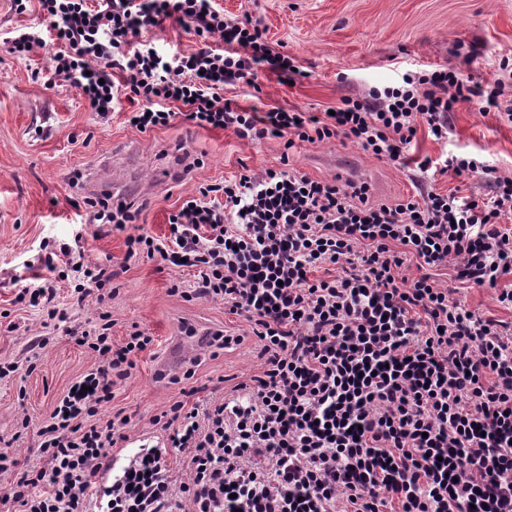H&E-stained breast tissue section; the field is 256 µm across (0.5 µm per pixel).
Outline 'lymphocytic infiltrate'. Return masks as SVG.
<instances>
[{
    "label": "lymphocytic infiltrate",
    "instance_id": "f902f5d3",
    "mask_svg": "<svg viewBox=\"0 0 512 512\" xmlns=\"http://www.w3.org/2000/svg\"><path fill=\"white\" fill-rule=\"evenodd\" d=\"M43 26L14 30L10 53L53 46L49 79L77 88L101 119L121 103L142 133L182 120L242 139H279L285 149L338 137L407 164L418 124L435 141L448 117L477 99L512 125V64L484 87L455 71L405 75L397 87L344 98L333 112H261L224 96L280 81L297 59L270 44L259 20L232 17L217 0H11ZM172 21L195 51H158L142 32ZM445 169L478 174L480 196L430 190L392 206L370 204L366 187L290 170L245 168L200 185L168 217V233H128L136 215L109 198L84 202L85 221L125 233L127 258H161L195 270L186 299L223 301L249 322L263 371L206 409L174 402L163 412L167 446L189 456L173 482L165 448L142 445L111 484L96 481L126 439L128 417L105 418L112 389L154 338L132 329L113 342L112 269L61 246L49 278L19 288L14 302L39 308L96 360L39 431L43 466L0 492V512H512V327L481 316L439 283L451 266L471 288L497 289L512 307V178L453 155ZM415 260L418 277L404 270ZM326 277H317V270ZM95 297L102 310L69 322L57 284Z\"/></svg>",
    "mask_w": 512,
    "mask_h": 512
}]
</instances>
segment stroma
<instances>
[{"label":"stroma","mask_w":512,"mask_h":512,"mask_svg":"<svg viewBox=\"0 0 512 512\" xmlns=\"http://www.w3.org/2000/svg\"><path fill=\"white\" fill-rule=\"evenodd\" d=\"M225 13L261 19L269 41L284 45L308 73L295 84L259 75L260 92L229 88L225 98L244 107L299 106L321 112L347 96L400 81L406 72L445 66L464 81L482 82L502 58L512 59V0H218ZM53 46L27 58L0 47V360L24 361L36 337L44 335L35 309L13 306L22 279L46 274L45 261L77 228L87 261L116 270L115 295L108 303L112 339L122 342L131 326L154 336L130 376L113 389L102 416L123 412L128 436L112 451L111 473L120 475L128 459L145 443L162 441L153 420L177 400L207 407L235 385L260 374L258 340L243 317L225 312L220 301L184 300L172 285L192 288L194 276L161 259H126L125 236L97 225H81L75 206L87 198L129 194L136 222L160 237L168 215L202 183L238 174L241 167L262 171L278 167L285 153L278 139L248 140L232 131L205 130L182 122L142 134L126 122L125 111L100 120L68 86L48 81ZM292 167L313 178L338 179L339 163L351 165V184L366 186L370 203L388 206L415 195L413 167L378 159L351 142L296 144ZM411 158L434 163L428 187L461 196L483 193V178L443 173L439 164L451 155L485 162L497 175L512 177V125L477 103L460 104L448 121V138L437 142L419 126ZM194 167H186V159ZM442 284L456 285L455 296L486 318L512 326V308L497 301L492 288L455 284L435 271ZM233 336L225 348L196 350L191 379L162 378L155 372L166 347L183 328ZM39 350L34 371L20 369L0 382V450L14 453L21 468L41 466L38 430L72 383L94 369V358L64 333L53 332ZM29 418L24 432L18 421Z\"/></svg>","instance_id":"35a3bbf8"}]
</instances>
